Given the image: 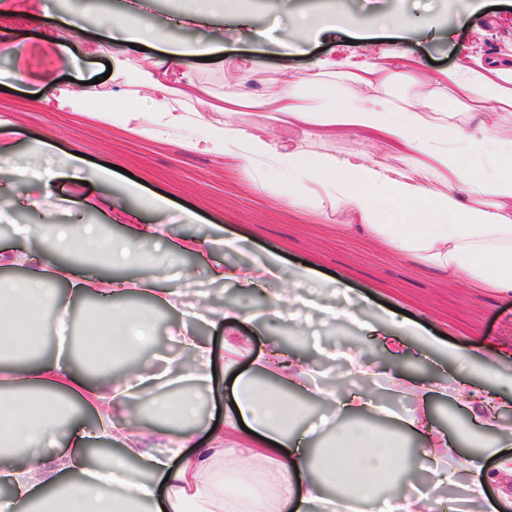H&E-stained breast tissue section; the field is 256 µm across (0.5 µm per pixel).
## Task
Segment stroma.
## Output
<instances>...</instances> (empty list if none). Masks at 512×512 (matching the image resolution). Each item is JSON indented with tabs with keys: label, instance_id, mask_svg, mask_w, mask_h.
<instances>
[{
	"label": "stroma",
	"instance_id": "obj_1",
	"mask_svg": "<svg viewBox=\"0 0 512 512\" xmlns=\"http://www.w3.org/2000/svg\"><path fill=\"white\" fill-rule=\"evenodd\" d=\"M130 3L166 17L169 38L187 53V68L218 95H260L286 86L340 107L351 96L371 95V88L351 84L347 75L357 65L375 63L395 70L386 91L398 106L427 113L442 125L465 126L468 115L444 93L449 73L462 62L512 57V0H244L226 11L214 0H95L93 8L70 9L88 32L75 39V60L63 71L56 70L55 48L38 29L26 21L14 24L13 42L0 46V69L17 71L28 80L15 89L0 88V116L9 120L0 126V142L14 145L13 154L0 159V187L12 183L13 169L39 140L49 144L50 165H60L65 152L74 149L87 163L83 184L62 173L52 184L51 200L41 208L30 205L25 189L17 190L14 210L0 218V250L14 255L37 251L51 266L62 263V256L40 238L21 239L16 226L98 224L111 229L118 240L127 237L137 221L166 225L164 237L141 242L140 263L116 267L93 258L85 260L83 269L92 280L112 276L137 283L164 275L183 304L203 303L217 312L233 306L239 321L213 327L182 319L175 309L137 286L116 300L122 307L135 303L154 310L155 324L143 347L151 351L157 367H164L166 359L180 351L170 334L185 330L210 341L213 373L228 384L235 374L254 370L250 359L243 358L232 374L224 372L226 346L243 342L255 354L275 345L306 359L310 385H332L346 376L341 352L379 360L388 357L381 343L345 319L324 321L308 308L302 309L297 321L275 317L273 293L289 287V280L270 284L268 293L261 294L210 275L214 266L234 270L268 251L280 255L286 270L313 268L324 284L319 291L322 303L349 305L359 321H377L380 308L390 304L407 311L409 319L430 333L446 334L463 350L492 345L512 351L511 294H474L461 280L353 231L359 215L324 190H316L310 198H288L289 155L357 154L371 163L398 167L384 144L356 130L343 131L333 140L309 137L301 130L275 125L267 113L250 107L238 109L229 121L247 132L263 128L274 135L279 154L263 166L193 149L192 141L208 133L202 124L190 131L140 134V127L149 126L152 117L146 91L132 77V70L107 69L108 55L96 43L112 13ZM325 11L339 15L335 31L303 40L295 37L294 15ZM395 12L402 14V22L385 23V16ZM192 13L210 14V26L180 27L179 18ZM216 29L223 36L222 52L207 64L195 60L196 46ZM325 59L335 62V73L319 74L317 64ZM68 77L94 81L95 94L87 111L53 112L33 103V95L51 96ZM133 103L139 106L136 120L127 124L103 120V113ZM106 163L117 170L111 184L103 185L94 181L92 170ZM131 177L141 179L142 197L126 195L124 186ZM155 193L168 198L167 211L147 205V196ZM107 196L112 199L108 206L102 203ZM217 231L240 238L241 250L201 246L192 253L180 252L183 239L201 240ZM335 279L345 282L344 294L327 289V282ZM375 391L396 412L429 413L434 424L449 434L467 418L463 408L442 397L424 402L414 395L395 396L382 382Z\"/></svg>",
	"mask_w": 512,
	"mask_h": 512
}]
</instances>
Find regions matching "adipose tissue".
Instances as JSON below:
<instances>
[{
    "instance_id": "1",
    "label": "adipose tissue",
    "mask_w": 512,
    "mask_h": 512,
    "mask_svg": "<svg viewBox=\"0 0 512 512\" xmlns=\"http://www.w3.org/2000/svg\"><path fill=\"white\" fill-rule=\"evenodd\" d=\"M28 20L57 48L61 63L69 64L73 39L85 32L82 22L47 13L29 15ZM105 27L106 39L117 52L133 44L156 45L158 55L151 70L137 74L152 93V125L168 129L192 125V118L177 112L172 100H200L210 91L184 69L185 52L167 40L165 27L141 26L135 10L112 15ZM449 94L459 103L494 104L495 121L478 122L473 130L442 132L423 115L396 109L383 98L356 97L339 110L329 101L294 91L245 99L228 95L217 109L227 113L244 104L269 111L282 126L313 127L321 139L354 128L388 144L404 159L403 168L390 171L357 156L294 154L288 159L293 172L291 195H307L313 186H321L358 212L360 232L464 280L474 290L512 292V60L470 69L468 80L453 81ZM204 144L206 150L251 165L268 162L278 153L266 130L246 132L228 124L212 128ZM385 204L422 205L425 221L375 223ZM160 230L157 224L137 225L116 245L89 225H35L36 235L49 237L54 250L70 261L51 275L41 270V255L30 252L23 258L32 267L29 275L0 280V350L14 353L28 340L41 338L46 315L61 324L70 318L73 304L95 285L75 263L77 253L114 250L118 262L129 264L139 257L138 242ZM54 280L64 284L65 293L51 288ZM95 286L99 303L88 319L92 337L124 350L140 344L152 313L112 304L113 296L127 292V280L112 277ZM386 323L381 341L391 358L410 355L404 341L409 334L424 347L448 355L454 371L419 383L387 363L350 353L346 359L351 373L370 382L387 379L395 393L412 391L423 399L440 395L468 410L469 422L456 430L459 446H451L446 433L434 429L425 414L406 415L396 429L381 431L373 421L378 407L371 395L340 387L317 392V400L332 407L322 430L303 428L302 408L294 398L258 389L259 375L271 371L268 359L258 357L254 374L234 381L223 429L212 431L203 446L191 448L194 395L200 388L219 391L221 383L211 369L208 341L182 333L178 340L185 356L171 359L165 373L146 371L138 376V392L152 400L157 419L167 421L175 415L185 422L178 434L150 426L129 428L115 413L127 390L86 378L58 355L0 378V387L10 392L9 399L0 398V452L5 455L0 488L7 493L0 512L22 504L32 512H135L144 501L154 503V512H334L342 501L350 504L351 512H374L380 504L387 512H443L444 500L430 492L414 498L392 492L407 469L409 433L423 436V456L433 464L435 485L453 483L459 467H466L474 474L467 485L471 501L481 505V512H499L486 493L482 461L488 455L495 457L498 471L512 474V456L500 450L503 442L512 440V427L499 422L501 412L512 408V397L499 390V369L512 362V354L495 349L466 352L395 317H387ZM162 386L178 390L176 411L155 402V392ZM62 396L87 403L95 426L90 431L74 429L64 452L36 454V447L53 439L59 424L57 400ZM228 437L233 440L229 447L224 444ZM103 440L119 443L123 459L106 466L93 462L89 448ZM261 461L273 466L271 481L240 496L227 475L250 474Z\"/></svg>"
}]
</instances>
